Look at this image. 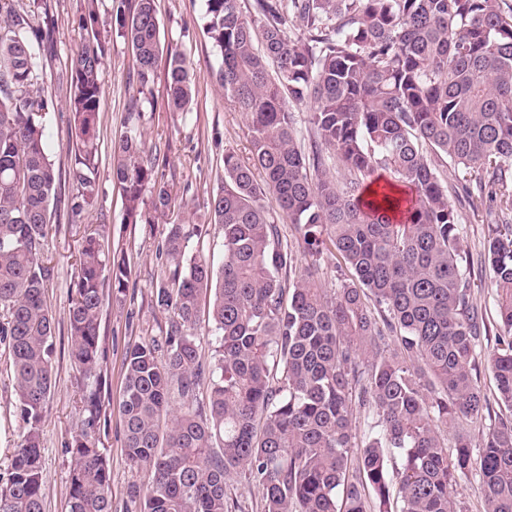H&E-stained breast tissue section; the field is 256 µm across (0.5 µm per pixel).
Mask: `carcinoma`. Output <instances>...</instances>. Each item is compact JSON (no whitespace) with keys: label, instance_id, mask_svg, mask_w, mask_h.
<instances>
[{"label":"carcinoma","instance_id":"cac0c4a2","mask_svg":"<svg viewBox=\"0 0 512 512\" xmlns=\"http://www.w3.org/2000/svg\"><path fill=\"white\" fill-rule=\"evenodd\" d=\"M46 0H0V339L21 421L0 512H43L40 426L52 387L53 317L43 265L57 194L37 86L50 31ZM216 81L249 120L250 161L224 154L207 199L224 237L216 268L194 213L167 228L154 305L173 317L124 356V451L144 483L132 512H242L228 483L258 487L263 512H458L454 486L476 471L484 512H512V418L480 439L468 426L489 401L477 348L489 326L470 301L471 261L450 197L493 203L484 268L497 291L488 356L497 401L512 411V8L501 0H205ZM303 32L288 35L289 23ZM112 31L137 66L139 93L167 58V102H193L189 61L160 39L155 0H112ZM84 33L67 63L79 144L69 169V221L97 198L101 73L112 49L97 0L74 17ZM312 102L310 150L289 103ZM131 99L113 143L112 182L129 224L175 208L174 183L140 131ZM346 173L343 184L325 157ZM464 172L448 184L444 167ZM374 195H367L371 185ZM407 187L410 199L394 196ZM298 232L282 246L279 224ZM351 275L330 291L315 278L326 251ZM310 264L298 267V255ZM130 260L99 228L83 236L69 308V356L96 387L66 448L69 512H112L101 432L103 288L129 287ZM217 345L201 361V300ZM374 416L357 435L353 412Z\"/></svg>","mask_w":512,"mask_h":512}]
</instances>
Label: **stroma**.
<instances>
[{
  "label": "stroma",
  "mask_w": 512,
  "mask_h": 512,
  "mask_svg": "<svg viewBox=\"0 0 512 512\" xmlns=\"http://www.w3.org/2000/svg\"><path fill=\"white\" fill-rule=\"evenodd\" d=\"M53 41L45 50L46 61L40 81L55 98L48 115L53 143L52 157L60 175H67L74 159L76 139L73 118L62 91L64 65L83 35L73 22L79 0H47ZM204 0H157L161 38L183 51L192 61L195 96L186 119L169 111L166 98V61H159L152 95L143 104L141 131L147 145H160L175 175L176 190L203 221V204L224 176V155L234 153L240 160L250 155L248 119L233 109L219 88L215 73L220 59L203 33ZM103 97L99 123V196L84 224L102 226L111 247L127 251L131 263L129 286L121 300H106L100 321V345L104 352L102 389L106 425L100 447L112 471V512H126L128 492L142 475L130 467L124 453V430L119 400L122 394L123 357L128 344L155 336L167 317L153 305V286L161 271L159 249L166 224H129L119 189L112 181V146L123 130L129 99L136 95L134 61L121 38H114L112 51L102 73ZM70 183H62L52 210L44 263L49 269L46 300L53 314L55 350L53 385L41 424L44 512H68V470L66 446L79 431L82 375L69 357L68 312L72 287L78 275V252L84 224L68 220ZM461 220L460 244L472 260H479L487 227L488 206L473 207L468 201L457 205ZM20 419L10 372L0 358V474H6L19 441Z\"/></svg>",
  "instance_id": "35a3bbf8"
}]
</instances>
